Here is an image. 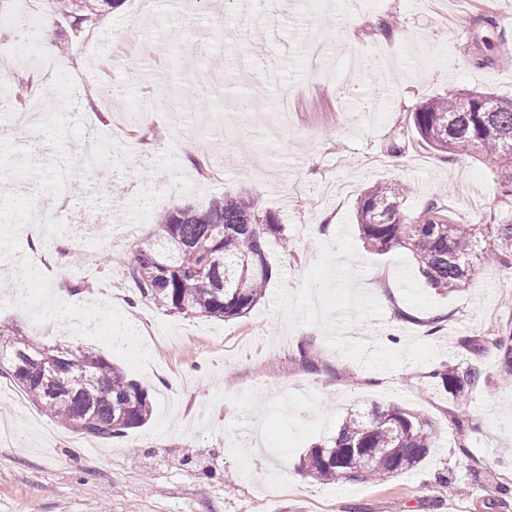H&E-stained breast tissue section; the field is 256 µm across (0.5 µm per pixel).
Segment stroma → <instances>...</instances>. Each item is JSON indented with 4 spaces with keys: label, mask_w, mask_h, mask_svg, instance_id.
Returning <instances> with one entry per match:
<instances>
[{
    "label": "stroma",
    "mask_w": 512,
    "mask_h": 512,
    "mask_svg": "<svg viewBox=\"0 0 512 512\" xmlns=\"http://www.w3.org/2000/svg\"><path fill=\"white\" fill-rule=\"evenodd\" d=\"M38 2L69 40L51 66L22 59L0 72V86L23 83L33 99L57 90L35 137L12 139L17 107L0 99V134L12 139L0 153V322L43 344L93 348L155 405L125 437L94 439L0 378V512H512L499 491L512 487V384L493 346L477 356L463 346L512 324V272L480 266L469 288L437 294L405 250L368 251L355 219L358 195L385 179L411 185L410 212L433 198L466 223L494 211L496 176L418 144L408 114L464 89L512 97V66L498 62L512 55V0H366L351 15L343 0H253L256 23L223 39L196 0H124L77 31ZM146 42L166 54H144ZM270 62L292 112L262 88ZM175 88L187 91L179 112L167 105ZM89 138L126 163L78 170L60 197L51 162ZM241 140L245 165H225ZM244 181L291 242L287 253L269 244L276 274L261 303L224 322L137 302L126 264L153 235L155 212L207 209ZM63 209L108 222L43 237L45 218ZM32 263L39 275L14 294L11 276ZM440 312L448 322L428 335L426 318ZM307 341L319 372L300 361ZM444 361L482 371L462 433L452 396L431 378ZM374 402L433 423L417 468L333 485L300 471L347 411Z\"/></svg>",
    "instance_id": "1"
}]
</instances>
